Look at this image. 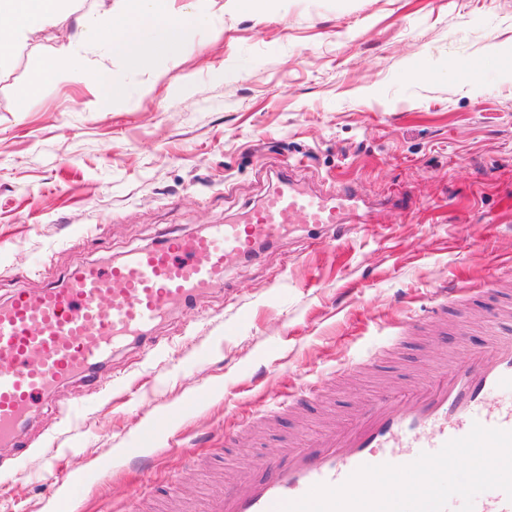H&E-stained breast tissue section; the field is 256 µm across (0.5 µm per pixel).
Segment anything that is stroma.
<instances>
[{"instance_id": "obj_1", "label": "stroma", "mask_w": 512, "mask_h": 512, "mask_svg": "<svg viewBox=\"0 0 512 512\" xmlns=\"http://www.w3.org/2000/svg\"><path fill=\"white\" fill-rule=\"evenodd\" d=\"M198 6L210 23L155 49L152 70L86 48L90 70L120 76L114 101L61 76L17 105L43 58L79 45L73 15L0 68V302L238 219L285 174L352 182L365 206L335 240L298 225L153 326L154 349L45 397L24 453L0 447V512L62 496L74 512H197L237 466L485 350L490 330L512 335V0ZM439 288L465 291L440 325ZM308 381L321 397L258 423ZM145 427L154 444L131 459Z\"/></svg>"}]
</instances>
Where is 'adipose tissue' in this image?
Listing matches in <instances>:
<instances>
[{
	"instance_id": "ef3b65f1",
	"label": "adipose tissue",
	"mask_w": 512,
	"mask_h": 512,
	"mask_svg": "<svg viewBox=\"0 0 512 512\" xmlns=\"http://www.w3.org/2000/svg\"><path fill=\"white\" fill-rule=\"evenodd\" d=\"M71 0H0V61L36 32L58 26ZM126 10L88 11L77 22L85 45L124 57L140 70L152 67L149 44L174 51L190 28L206 25L196 0H125ZM86 58L81 50L51 55L42 60L21 89L20 99L37 94L44 83L58 76L83 78Z\"/></svg>"
}]
</instances>
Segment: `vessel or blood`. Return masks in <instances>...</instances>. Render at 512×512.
I'll return each mask as SVG.
<instances>
[{"label":"vessel or blood","instance_id":"obj_1","mask_svg":"<svg viewBox=\"0 0 512 512\" xmlns=\"http://www.w3.org/2000/svg\"><path fill=\"white\" fill-rule=\"evenodd\" d=\"M361 200L352 185L331 194L283 181L244 223L173 234L122 262L73 269L62 288L18 290L0 305V446L16 445L38 400L68 380L90 377L112 353L154 347L148 329L171 310L223 290L230 265L292 225L344 223ZM488 352L451 361L430 378L378 393L314 442H289L244 468L241 487L211 495L201 512H278L318 484L338 486L364 465H406L466 436L473 424L512 431V336L493 335ZM474 512H512L501 490L478 495Z\"/></svg>","mask_w":512,"mask_h":512}]
</instances>
